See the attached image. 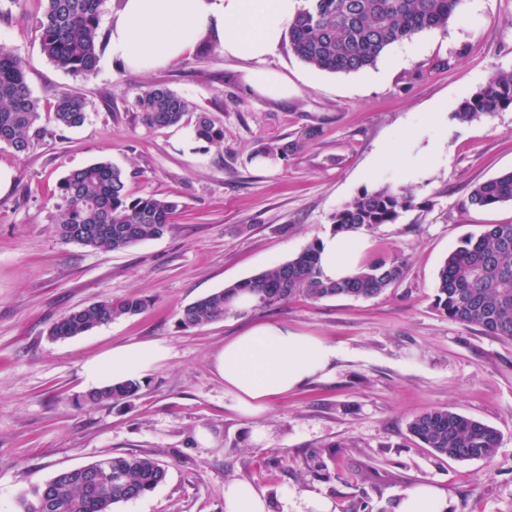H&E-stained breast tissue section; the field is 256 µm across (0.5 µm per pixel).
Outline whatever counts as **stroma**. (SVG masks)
Instances as JSON below:
<instances>
[{
  "label": "stroma",
  "mask_w": 512,
  "mask_h": 512,
  "mask_svg": "<svg viewBox=\"0 0 512 512\" xmlns=\"http://www.w3.org/2000/svg\"><path fill=\"white\" fill-rule=\"evenodd\" d=\"M39 0H0V46L21 56L42 113L58 93L88 101L78 128L42 120L26 154L0 146V512L58 472L116 453H149L167 469L150 494L113 512H224V486L248 481L274 504L311 492L335 512H394L396 494L427 483L454 512H512V342L449 320L435 305L448 254L488 224H511L512 204L474 208L473 186L512 171V107L464 122L461 102L512 71V0H460L447 29L388 47L359 73L316 72L283 38L269 68L288 98L256 95L244 61L191 52L133 74L102 54L89 79L44 56ZM169 88L224 126L222 150L195 140V117L143 125L138 96ZM303 142L288 160L257 166L263 143ZM426 157L416 178L379 166L393 145ZM108 161L132 196L179 202L170 230L122 252L63 242L58 181ZM387 185L413 197L398 223L369 231L365 259L399 255L401 281L373 298L296 297L244 317L190 329L180 310L280 264L331 232V217L358 194ZM129 293L149 296L138 315L68 339L49 334L64 314ZM258 324L288 326L335 346L325 377L274 399L254 420L224 391L214 359L226 340ZM157 341L168 357L129 405L90 404L83 363L112 348ZM450 407L501 433L488 461H441L408 432L416 415ZM265 439H251L254 425ZM209 442H201L199 430Z\"/></svg>",
  "instance_id": "35a3bbf8"
}]
</instances>
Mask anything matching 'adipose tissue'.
I'll return each mask as SVG.
<instances>
[{
	"instance_id": "obj_1",
	"label": "adipose tissue",
	"mask_w": 512,
	"mask_h": 512,
	"mask_svg": "<svg viewBox=\"0 0 512 512\" xmlns=\"http://www.w3.org/2000/svg\"><path fill=\"white\" fill-rule=\"evenodd\" d=\"M295 16L293 0H120L113 10L108 51L130 72H149L193 51L198 36H214L225 57L247 62L244 80L256 93L288 95V81L265 68ZM369 239L361 233L327 235L320 265L340 280L358 272ZM167 356L158 343H132L87 360L83 374L98 385L152 371ZM336 349L317 336L279 325L254 327L225 343L215 358L217 374L236 410L256 418L269 403L326 375ZM224 512H272L266 493L249 482L224 487ZM395 512H452L447 495L428 484L401 492Z\"/></svg>"
}]
</instances>
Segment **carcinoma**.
<instances>
[{"label": "carcinoma", "instance_id": "cac0c4a2", "mask_svg": "<svg viewBox=\"0 0 512 512\" xmlns=\"http://www.w3.org/2000/svg\"><path fill=\"white\" fill-rule=\"evenodd\" d=\"M35 29L42 54L73 77L90 78L107 41L100 22L106 0H40ZM460 0H306L290 27L296 55L319 72L357 73L373 66L391 45L410 40L428 29H445ZM512 106V71L497 74L459 106L463 121L479 119ZM142 122L148 128L180 124L194 111L183 96L164 87L143 91L137 98ZM87 118L86 99L77 91L61 92L53 104L51 121L76 128ZM41 120L39 101L27 81L25 63L0 47V145L16 153L28 151ZM318 135L309 128L300 139L270 143L256 155L285 160L302 140ZM195 139L208 148H224V126L206 112L194 124ZM58 233L67 243L121 251L162 237L172 224L178 204L153 195L133 198L127 175L106 161L71 171L57 186ZM469 205L488 208L512 204V171L477 183ZM412 206L404 188L391 186L365 191L332 217V231L347 233L395 224ZM320 241L250 278L235 282L186 305L180 311L184 328L203 326L227 316H243L271 308L294 297L320 301L337 296L372 298L402 279L406 261L395 255L364 266L353 277L333 281L319 266ZM148 299L128 294L92 303L64 315L50 336L67 339L85 334L118 318L141 311ZM435 306L449 319L476 326L486 335L512 341V223L488 224L449 253L439 270ZM142 383L135 377L107 382L91 390L86 400L121 406L132 401ZM408 431L441 459L490 460L501 435L493 427L449 408H435L415 416ZM167 470L148 453H113L95 462L58 473L22 498L21 512H112L162 484Z\"/></svg>", "mask_w": 512, "mask_h": 512}]
</instances>
